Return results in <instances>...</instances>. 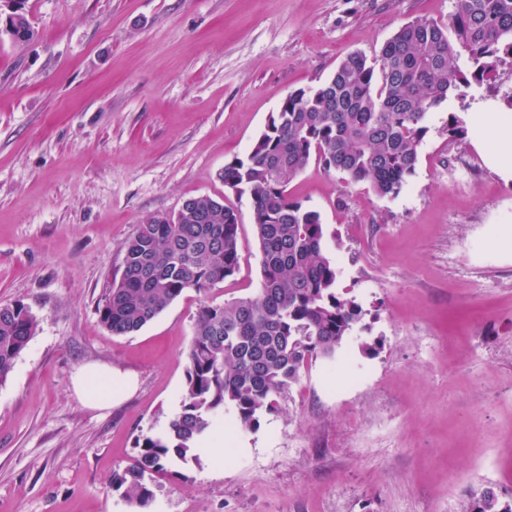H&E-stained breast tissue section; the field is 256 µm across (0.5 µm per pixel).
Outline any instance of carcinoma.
<instances>
[{
    "label": "carcinoma",
    "mask_w": 512,
    "mask_h": 512,
    "mask_svg": "<svg viewBox=\"0 0 512 512\" xmlns=\"http://www.w3.org/2000/svg\"><path fill=\"white\" fill-rule=\"evenodd\" d=\"M12 43L35 37L25 9L5 30ZM512 59V0H457L442 24L417 18L378 53H352L317 87L288 94L247 156L224 165V186L250 197L261 252L253 297L203 304L187 353L181 411L166 429L136 439L135 464L112 475V487L146 512L152 478L174 461H198L196 445L228 409L253 428L299 380L309 361L332 357L361 319L355 298L338 292L339 270L325 250L320 214L288 193L312 162L366 183L379 197L397 195L414 174L429 131V112L460 88L496 79ZM238 215L208 196L187 199L178 221L154 218L124 246L119 282L98 308L112 333L141 330L186 290L206 294L239 269ZM38 330L20 301L0 304V382ZM461 512H512L491 486Z\"/></svg>",
    "instance_id": "obj_1"
}]
</instances>
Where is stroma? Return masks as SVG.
<instances>
[{
    "label": "stroma",
    "mask_w": 512,
    "mask_h": 512,
    "mask_svg": "<svg viewBox=\"0 0 512 512\" xmlns=\"http://www.w3.org/2000/svg\"><path fill=\"white\" fill-rule=\"evenodd\" d=\"M25 9L36 38L0 40V304L22 301L38 331L0 383V512H132L112 474L179 412L199 308L260 284L252 202L225 187V164L289 92L318 86L350 53L374 55L415 18L447 21L456 0ZM499 73L429 113L398 195L314 163L290 183L320 213L338 287L364 316L257 427L220 416L214 454L172 464L150 512H460L488 484L512 500V176L487 164L470 120L477 101L503 104L512 62ZM198 195L237 213L238 272L112 334L97 306L121 278L125 242ZM88 365L131 388L86 404L74 378Z\"/></svg>",
    "instance_id": "obj_1"
}]
</instances>
